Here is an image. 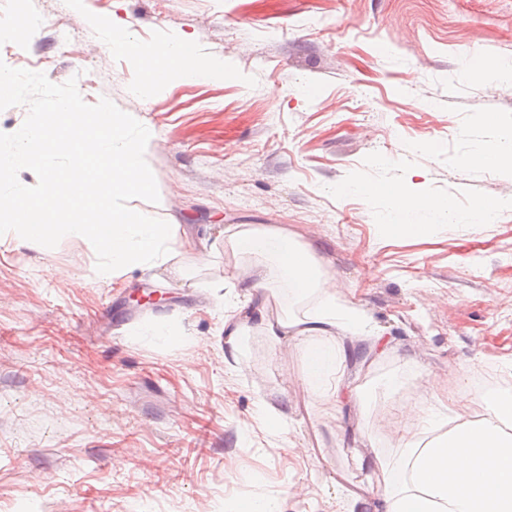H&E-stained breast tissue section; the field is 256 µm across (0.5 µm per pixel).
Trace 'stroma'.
Returning a JSON list of instances; mask_svg holds the SVG:
<instances>
[{"instance_id": "35a3bbf8", "label": "stroma", "mask_w": 512, "mask_h": 512, "mask_svg": "<svg viewBox=\"0 0 512 512\" xmlns=\"http://www.w3.org/2000/svg\"><path fill=\"white\" fill-rule=\"evenodd\" d=\"M22 13L38 25L16 50ZM112 16L146 47L190 38L229 78L141 95L136 62L89 24ZM0 60L76 79L86 103L149 129L160 201L129 206L184 243L107 279L82 240L43 254L0 239V512H384L352 498L351 450L366 436L391 455L419 425L386 378L411 405L448 397L474 415L483 392L512 391V173L469 162L512 135V83L476 75L512 64V0H0ZM352 183L454 216L391 233L389 197ZM482 204L491 223H471ZM238 224L288 231L380 333L373 364L340 367L360 370L368 410L307 390L306 347L271 328L318 298L286 297L270 259L233 253ZM152 290L161 304L133 302ZM266 405L285 429L262 423Z\"/></svg>"}]
</instances>
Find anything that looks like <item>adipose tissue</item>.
Returning <instances> with one entry per match:
<instances>
[{"mask_svg": "<svg viewBox=\"0 0 512 512\" xmlns=\"http://www.w3.org/2000/svg\"><path fill=\"white\" fill-rule=\"evenodd\" d=\"M94 27L105 44L136 59L140 92L150 93L171 80L221 81L227 76L223 60L200 57L188 40L146 51L127 25L98 21ZM388 196L396 207L387 225L403 232H426L432 220L449 214L444 202L407 197L395 189ZM228 241L236 252L269 256L281 281L317 294L319 303L312 313L287 323L292 339L324 340L322 347L309 353L308 383H318L325 372L335 370V330L378 341L369 318L354 304L337 301L325 288L312 255L287 232L243 227L230 233ZM482 402L485 412L477 418L453 406L445 411L424 410L422 435H400L392 457L376 455L375 479L368 490L383 502L385 512H512V393L488 391Z\"/></svg>", "mask_w": 512, "mask_h": 512, "instance_id": "obj_1", "label": "adipose tissue"}]
</instances>
